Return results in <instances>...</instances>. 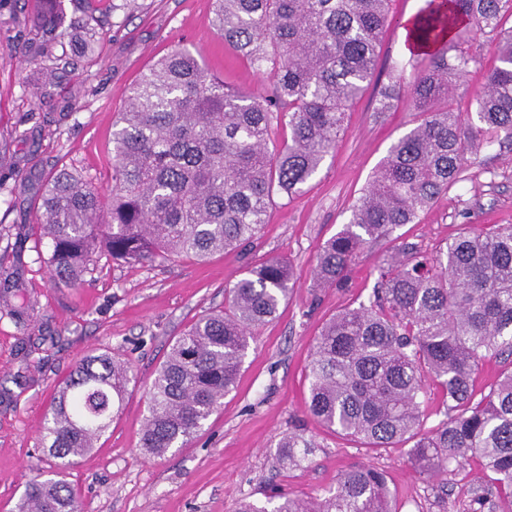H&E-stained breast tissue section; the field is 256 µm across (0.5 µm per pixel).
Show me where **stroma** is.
I'll return each instance as SVG.
<instances>
[{
  "instance_id": "stroma-1",
  "label": "stroma",
  "mask_w": 512,
  "mask_h": 512,
  "mask_svg": "<svg viewBox=\"0 0 512 512\" xmlns=\"http://www.w3.org/2000/svg\"><path fill=\"white\" fill-rule=\"evenodd\" d=\"M112 3L61 0L66 28L57 42L68 59L48 80L32 60L41 39L29 20L34 0H0V282L16 285L4 295L7 304L23 296L36 304L20 321L0 312V512H14L27 483L49 469L52 460L39 444L44 415L76 361L94 350L120 353L137 383L98 448L66 471L82 512H234L243 497L325 494L356 465L386 474L401 512H469L474 493L488 485L476 464L450 472L442 490L415 472L405 449L365 447L325 431L306 412L315 336L325 319L372 295L373 268L393 249L387 241L367 249L346 287L313 285L321 245L341 229L391 144L415 125L409 99L388 112L375 106L396 67L412 60L407 25L428 0H391L378 69L350 110L343 138L301 193L275 199L252 243L204 261L125 264L105 257L81 284L66 286L38 258L45 178L66 166L109 192L112 124L150 64L186 48L231 88L261 95L271 88L214 30L211 0H124L117 10ZM87 24L97 31L89 57L79 54L73 36ZM456 40L479 58L458 86L466 108L484 89L494 50L491 35L466 26ZM467 224H512V142L482 151L416 223L397 228V242L429 255ZM270 257L292 264V296L251 341L223 408L188 447L148 458L140 447L148 388L171 344L202 314L223 307L226 288L252 263ZM291 432L312 439L315 452L284 467L276 445Z\"/></svg>"
}]
</instances>
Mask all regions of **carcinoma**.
I'll return each instance as SVG.
<instances>
[{
  "label": "carcinoma",
  "mask_w": 512,
  "mask_h": 512,
  "mask_svg": "<svg viewBox=\"0 0 512 512\" xmlns=\"http://www.w3.org/2000/svg\"><path fill=\"white\" fill-rule=\"evenodd\" d=\"M389 0H214L213 26L272 80L256 96L230 89L199 58L175 50L130 92L112 125V189L104 197L68 168L48 178L39 224L54 279L77 285L103 256L137 263L204 260L253 241L274 195L290 197L318 171L344 133L346 112L377 68ZM512 0H431L412 29L434 49L406 80L380 92L377 111L410 96L416 126L391 144L346 224L321 247L313 287L341 288L359 254L461 181L479 148L512 141ZM43 34L59 26L57 0L32 17ZM492 35L496 65L485 90L462 111L455 88L477 63L453 42L461 23ZM288 129L271 139L273 124ZM368 301L326 320L309 364V414L326 430L370 448L408 446L417 471L439 479L467 462L492 474L512 512V368L489 391L475 374L489 354L512 357V224L466 230L446 248L409 247L378 263ZM295 288L291 265L270 258L225 289L224 309L200 317L171 346L149 388L141 447L161 458L183 448L224 406L250 340ZM441 389L446 420L423 429L427 382ZM132 366L110 351L81 357L58 385L41 447L54 473L31 481L16 512H81L63 477L123 409ZM300 433L277 444L285 465L308 460ZM384 474L371 466L340 473L311 500L284 497L269 510L251 501L236 512H396Z\"/></svg>",
  "instance_id": "obj_1"
}]
</instances>
